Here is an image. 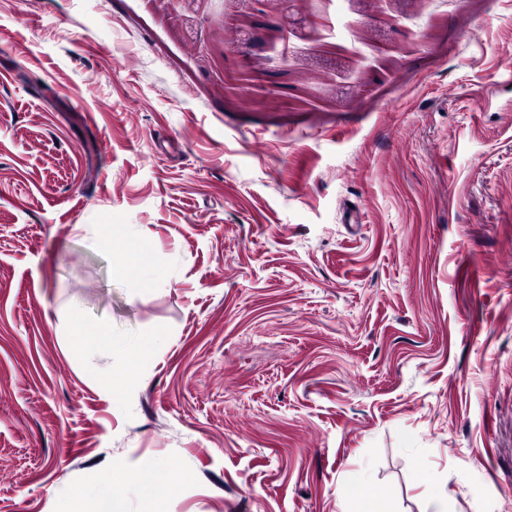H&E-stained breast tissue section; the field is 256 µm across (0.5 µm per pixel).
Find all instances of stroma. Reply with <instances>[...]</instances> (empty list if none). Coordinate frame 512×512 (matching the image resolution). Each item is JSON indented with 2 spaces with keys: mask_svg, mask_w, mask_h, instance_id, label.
<instances>
[{
  "mask_svg": "<svg viewBox=\"0 0 512 512\" xmlns=\"http://www.w3.org/2000/svg\"><path fill=\"white\" fill-rule=\"evenodd\" d=\"M1 44L0 512L149 461L158 512H512V0H0ZM75 307L164 336L121 397ZM147 266L135 251H127L113 255L110 264V276L129 288H138L146 278Z\"/></svg>",
  "mask_w": 512,
  "mask_h": 512,
  "instance_id": "obj_1",
  "label": "stroma"
}]
</instances>
